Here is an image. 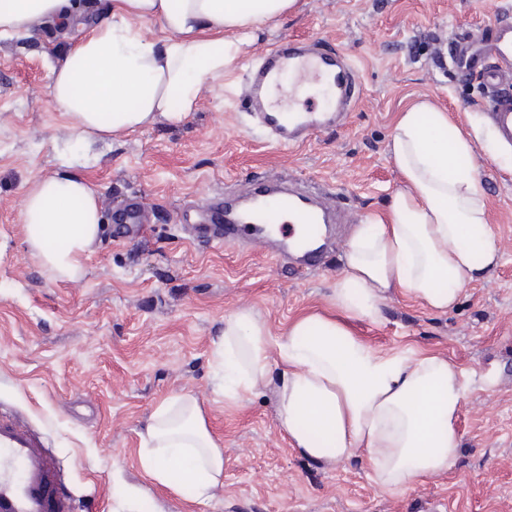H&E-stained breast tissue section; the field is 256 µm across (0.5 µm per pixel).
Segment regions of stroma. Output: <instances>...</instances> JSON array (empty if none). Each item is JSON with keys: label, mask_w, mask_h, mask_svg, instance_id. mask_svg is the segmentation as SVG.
<instances>
[{"label": "stroma", "mask_w": 512, "mask_h": 512, "mask_svg": "<svg viewBox=\"0 0 512 512\" xmlns=\"http://www.w3.org/2000/svg\"><path fill=\"white\" fill-rule=\"evenodd\" d=\"M508 12L512 0H297L255 32L244 62L213 81L181 125L97 147L84 173L100 194L103 228L74 282L43 272L18 222L26 181L59 164L51 138L67 120L48 95L50 63L73 33L44 22L0 40V408L46 438L82 512H512V171L485 149L479 173L497 262L448 312L395 290L377 320L353 324L374 349L434 353L466 372L454 468L384 491L364 462L305 458L277 424L273 386L225 404L213 358L225 315L239 307L257 309L275 337L327 309L353 223L384 214L403 184L387 149L397 113L427 96L461 129L486 119L479 79L452 69L448 44ZM281 39L341 52L357 73L347 116L291 148L264 138L238 100L245 61ZM261 177L327 189L349 216L334 225L336 250L317 271L188 236L199 221L192 201ZM132 198L152 212L139 241L120 237L114 222ZM186 392L224 450V485L204 503L153 484L139 463L149 417Z\"/></svg>", "instance_id": "obj_1"}]
</instances>
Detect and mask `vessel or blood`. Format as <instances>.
Listing matches in <instances>:
<instances>
[{
    "label": "vessel or blood",
    "instance_id": "b4317fda",
    "mask_svg": "<svg viewBox=\"0 0 512 512\" xmlns=\"http://www.w3.org/2000/svg\"><path fill=\"white\" fill-rule=\"evenodd\" d=\"M448 60L464 78L477 76L487 90V105L500 133L512 141V18L503 17L491 37L475 43L454 41ZM336 92L334 108L308 107L283 113L268 99L270 89L296 84L300 74ZM244 111L255 113L277 143L299 145L308 132L334 122L354 99L356 74L339 54L301 43L275 45L250 63L243 74ZM336 206L324 191L283 189L269 184L264 192L232 199L210 196L207 240L246 239L266 244L270 234L280 242L271 256L305 273L322 263V240ZM123 237L139 236L146 211L137 203L116 215ZM60 466L44 437L21 417L0 411V512H74L75 504L62 489Z\"/></svg>",
    "mask_w": 512,
    "mask_h": 512
}]
</instances>
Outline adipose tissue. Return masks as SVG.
I'll use <instances>...</instances> for the list:
<instances>
[{
    "label": "adipose tissue",
    "mask_w": 512,
    "mask_h": 512,
    "mask_svg": "<svg viewBox=\"0 0 512 512\" xmlns=\"http://www.w3.org/2000/svg\"><path fill=\"white\" fill-rule=\"evenodd\" d=\"M296 0H110L52 71L49 98L81 149L157 123L177 125L202 91L246 52L252 34L285 16ZM78 22L70 0H0V39L36 23ZM158 23L162 43L144 24ZM503 154L482 121L469 131L421 98L399 113L388 152L403 177L383 217L358 225L329 297L330 311L290 322L271 338L252 308L225 315L214 356L228 404L277 372L276 418L290 445L311 460L366 462L374 483L392 491L448 472L461 448L456 419L467 396L464 372L447 358L410 350L380 352L351 330L377 318L398 289L436 311L456 304L465 282L496 263L477 144ZM94 186L67 160L28 182L19 212L28 250L45 273L74 281L101 232ZM139 460L152 481L203 503L224 482V450L195 395L160 404L141 435Z\"/></svg>",
    "instance_id": "obj_1"
}]
</instances>
